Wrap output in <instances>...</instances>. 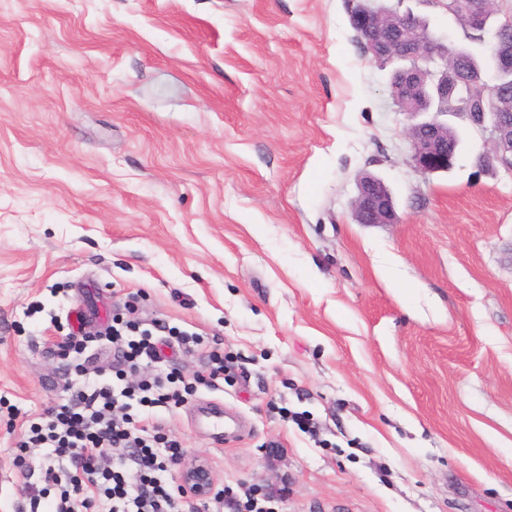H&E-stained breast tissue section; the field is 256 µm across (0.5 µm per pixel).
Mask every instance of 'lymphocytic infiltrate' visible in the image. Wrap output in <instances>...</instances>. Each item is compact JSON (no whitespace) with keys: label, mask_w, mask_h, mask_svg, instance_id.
I'll use <instances>...</instances> for the list:
<instances>
[{"label":"lymphocytic infiltrate","mask_w":512,"mask_h":512,"mask_svg":"<svg viewBox=\"0 0 512 512\" xmlns=\"http://www.w3.org/2000/svg\"><path fill=\"white\" fill-rule=\"evenodd\" d=\"M128 328L140 329L137 320ZM139 340L113 334L111 369L69 389L52 418L32 424L27 441L18 446L20 459L33 449H49L54 461L45 479L58 486L49 512H181L182 492L166 477L183 456L181 442L153 408L184 404L197 387H217L226 370L222 354L208 356L192 382L176 388V371H142L141 359H156L150 330ZM139 405L141 414L131 411Z\"/></svg>","instance_id":"f902f5d3"}]
</instances>
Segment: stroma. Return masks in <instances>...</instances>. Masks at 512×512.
<instances>
[{"mask_svg": "<svg viewBox=\"0 0 512 512\" xmlns=\"http://www.w3.org/2000/svg\"><path fill=\"white\" fill-rule=\"evenodd\" d=\"M463 46L446 0H380ZM353 0H0V512L48 465L16 444L93 372L58 357L134 302L198 334L152 372L220 389L156 409L272 512H512V177L411 160V117ZM398 221L352 216L360 174ZM218 399L246 424L191 423Z\"/></svg>", "mask_w": 512, "mask_h": 512, "instance_id": "obj_1", "label": "stroma"}]
</instances>
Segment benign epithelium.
Wrapping results in <instances>:
<instances>
[{"mask_svg": "<svg viewBox=\"0 0 512 512\" xmlns=\"http://www.w3.org/2000/svg\"><path fill=\"white\" fill-rule=\"evenodd\" d=\"M357 0L351 10L353 29L362 37L364 48L376 60L386 59L394 65V80L400 89V105L408 114L418 113L416 103L428 77L443 73L430 86V95L438 107L458 96L457 85L448 80V52L418 28L419 18L395 9H376ZM469 25L485 30L491 25L498 29L512 27V15L492 7V0H471L467 7ZM497 77L512 78V44L502 43L494 55ZM444 113L436 112L428 119L413 123L408 129L411 157L415 168L425 174L448 170L458 144L448 141ZM470 126L487 136L491 152L478 156L481 170H503L512 175V119L496 111L493 92L484 87L467 98L464 112ZM353 218L358 224H394L398 217L389 189L374 176L358 182ZM178 484L191 501L208 499L215 491L216 480L206 458L199 454L186 455L178 468Z\"/></svg>", "mask_w": 512, "mask_h": 512, "instance_id": "obj_1", "label": "benign epithelium"}]
</instances>
